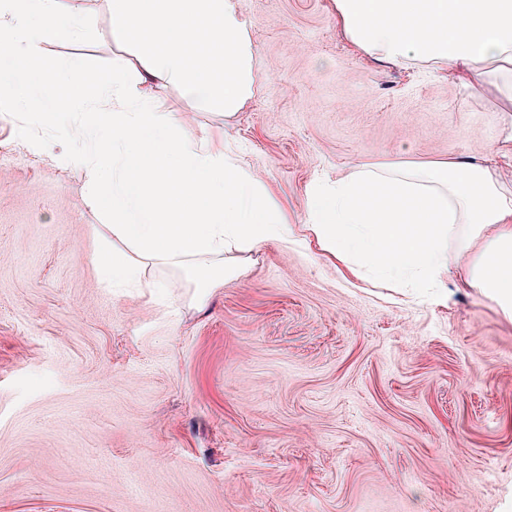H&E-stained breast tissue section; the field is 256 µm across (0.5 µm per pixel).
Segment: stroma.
<instances>
[{
    "instance_id": "35a3bbf8",
    "label": "stroma",
    "mask_w": 512,
    "mask_h": 512,
    "mask_svg": "<svg viewBox=\"0 0 512 512\" xmlns=\"http://www.w3.org/2000/svg\"><path fill=\"white\" fill-rule=\"evenodd\" d=\"M254 95L233 116L152 92L232 151L293 241L235 255L205 299L193 268L102 282L126 245L64 156L82 140L0 96V512H512V320L460 280L359 281L304 242L307 199L358 166L492 156L493 91L381 66L333 0H237ZM52 65L108 74L106 0H67Z\"/></svg>"
}]
</instances>
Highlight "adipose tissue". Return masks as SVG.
Returning a JSON list of instances; mask_svg holds the SVG:
<instances>
[{
    "label": "adipose tissue",
    "instance_id": "adipose-tissue-1",
    "mask_svg": "<svg viewBox=\"0 0 512 512\" xmlns=\"http://www.w3.org/2000/svg\"><path fill=\"white\" fill-rule=\"evenodd\" d=\"M112 37L123 53L111 77L86 67L82 83L46 66L56 28L82 37L85 18L65 0H0V74L25 106L42 91L46 122L84 135L67 156L91 165L94 203L112 214L110 232L128 252L102 253V278L132 276L136 264H199V295L232 275L225 253L287 243L274 197L224 152L187 137L178 118L145 92L177 86L239 112L254 92V50L235 0H108ZM337 24L372 61L430 64L462 86L494 87L512 112V0H334ZM113 89L112 109L97 92ZM123 176H110L113 159ZM309 232L358 276L402 288H438L460 278L512 318V186L477 160L360 169L310 194Z\"/></svg>",
    "mask_w": 512,
    "mask_h": 512
}]
</instances>
